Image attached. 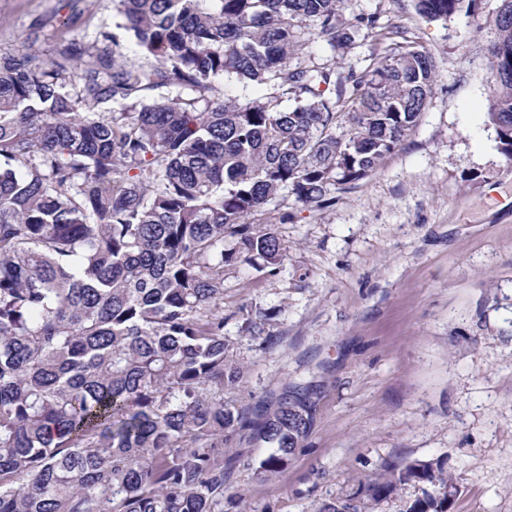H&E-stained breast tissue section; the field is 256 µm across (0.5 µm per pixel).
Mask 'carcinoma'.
I'll list each match as a JSON object with an SVG mask.
<instances>
[{"label": "carcinoma", "instance_id": "cac0c4a2", "mask_svg": "<svg viewBox=\"0 0 512 512\" xmlns=\"http://www.w3.org/2000/svg\"><path fill=\"white\" fill-rule=\"evenodd\" d=\"M475 0H417L448 20ZM137 67L106 44L0 57V512H224V449L246 423L224 340V267L286 258L255 215L314 207L378 172L418 125L436 68L399 45L357 72L307 62L379 17L343 0H119ZM490 48L489 116L512 161V0ZM76 62V91L67 61ZM261 90L244 103L224 79ZM120 112H100L105 105ZM287 387L255 428L288 470L315 413ZM451 512L444 457L387 466L317 512Z\"/></svg>", "mask_w": 512, "mask_h": 512}]
</instances>
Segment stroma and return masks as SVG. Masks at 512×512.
<instances>
[{
  "mask_svg": "<svg viewBox=\"0 0 512 512\" xmlns=\"http://www.w3.org/2000/svg\"><path fill=\"white\" fill-rule=\"evenodd\" d=\"M499 5L431 22L416 0H345L379 28L342 53L313 46V63L360 72L415 43L436 84L376 174L319 207L288 193L266 206L287 254L276 274L224 270V337L244 370L225 403L252 420L301 384L317 404L277 477H256L270 447L239 432L224 452V512H316L384 465L435 457L457 479L453 512H512V162L487 110ZM121 20L118 0H0V55L30 45L58 60L113 33L147 65ZM243 306L269 314L263 334L242 332Z\"/></svg>",
  "mask_w": 512,
  "mask_h": 512,
  "instance_id": "obj_1",
  "label": "stroma"
}]
</instances>
